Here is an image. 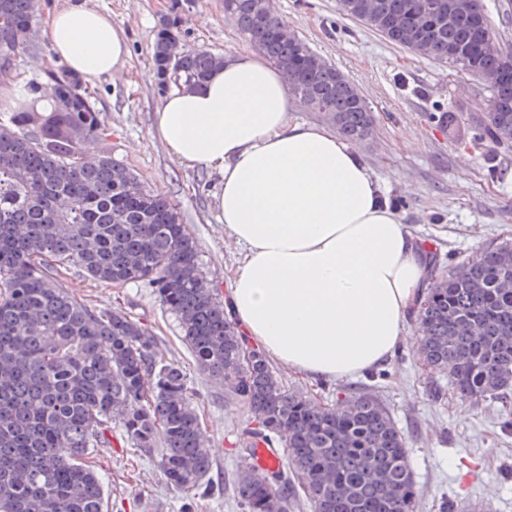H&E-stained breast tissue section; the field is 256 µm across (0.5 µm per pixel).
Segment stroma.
Listing matches in <instances>:
<instances>
[{"mask_svg": "<svg viewBox=\"0 0 512 512\" xmlns=\"http://www.w3.org/2000/svg\"><path fill=\"white\" fill-rule=\"evenodd\" d=\"M68 0H41L32 29L33 49L21 60L29 77L41 79L54 63L46 33L50 11ZM121 27L130 55L119 73L84 89L99 111L107 152L132 171L152 193L178 210L196 241L202 267L220 298L239 248L224 232L214 194L216 173L187 168L170 157L153 129L162 95L152 73L155 34L177 12L181 43L217 55L251 50L224 0H195L176 8L174 0H86ZM278 14L327 63L346 74L368 102L374 132L355 147L384 196L404 203L399 215L413 235L440 251V268H456L492 243L512 242V147L472 139L477 121L489 110V94L478 78L388 41L360 22L341 16L336 0H273ZM443 121H436V114ZM493 154L501 178L490 177L485 161ZM59 287L94 307L121 310L151 325L159 351L186 370L189 386L215 451L205 491L194 500L167 484L155 448L113 445L99 449L90 463L106 490L105 512H241L227 491L239 466L233 433L247 410L223 383L201 373L181 342L177 323L153 289L142 284L108 286L70 269ZM415 322H407L402 343L390 360L355 379L332 381L273 369L289 389L334 404L341 389H364L381 397L402 431L418 497L415 512H512V400L465 402L447 376L435 374L418 357Z\"/></svg>", "mask_w": 512, "mask_h": 512, "instance_id": "obj_1", "label": "stroma"}]
</instances>
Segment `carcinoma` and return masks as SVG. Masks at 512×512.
Wrapping results in <instances>:
<instances>
[{
    "instance_id": "obj_1",
    "label": "carcinoma",
    "mask_w": 512,
    "mask_h": 512,
    "mask_svg": "<svg viewBox=\"0 0 512 512\" xmlns=\"http://www.w3.org/2000/svg\"><path fill=\"white\" fill-rule=\"evenodd\" d=\"M241 33L287 77L303 105L326 112L351 141L369 138L373 115L339 70L288 31L273 0H229ZM374 23L337 11L389 41L451 67L465 66L490 92L477 139L512 142V52L493 42L473 8L449 0H371ZM31 0H0V60L28 48ZM158 29L152 54L159 91L168 68L203 82L223 58L182 49ZM55 108L39 107L37 80L0 81V512H104L105 491L89 459L111 446L112 423L134 448L160 450L166 480L193 497L212 470L207 439L183 367L157 350L151 326L121 311L91 307L58 287L61 268L110 285L153 288L174 316L180 340L209 378L234 389L248 412L237 436L241 465L232 494L244 512H414L418 493L406 441L377 395L346 391L332 405L287 390L262 350L249 362L246 336L204 276L198 247L175 208L148 192L106 153L82 155L105 127L79 77L48 74ZM413 310L419 353L448 375L462 400L505 395L512 387V244L488 246L456 270L437 274ZM283 448L282 469L256 468L254 449Z\"/></svg>"
}]
</instances>
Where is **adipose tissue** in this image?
I'll return each instance as SVG.
<instances>
[{
	"label": "adipose tissue",
	"mask_w": 512,
	"mask_h": 512,
	"mask_svg": "<svg viewBox=\"0 0 512 512\" xmlns=\"http://www.w3.org/2000/svg\"><path fill=\"white\" fill-rule=\"evenodd\" d=\"M47 33L54 56L88 83L129 55L122 29L84 0L52 12ZM289 105L280 70L235 53L201 86L170 90L155 131L182 165L219 177L216 210L243 251L232 318L288 369L352 378L397 349L428 267L353 145L291 122Z\"/></svg>",
	"instance_id": "adipose-tissue-1"
}]
</instances>
